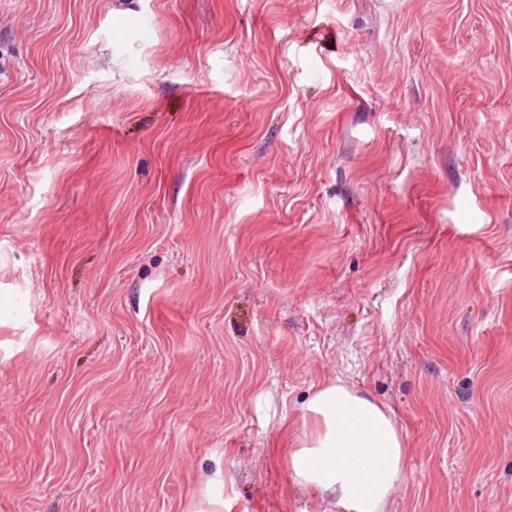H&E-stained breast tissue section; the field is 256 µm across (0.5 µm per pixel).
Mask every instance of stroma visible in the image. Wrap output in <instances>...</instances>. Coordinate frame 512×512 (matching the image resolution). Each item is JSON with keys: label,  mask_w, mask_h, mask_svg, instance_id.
I'll return each instance as SVG.
<instances>
[{"label": "stroma", "mask_w": 512, "mask_h": 512, "mask_svg": "<svg viewBox=\"0 0 512 512\" xmlns=\"http://www.w3.org/2000/svg\"><path fill=\"white\" fill-rule=\"evenodd\" d=\"M339 378L512 512V0H0V512H323ZM196 499L195 507L197 504L201 506L193 512H224V474L221 467H217L209 483L199 490Z\"/></svg>", "instance_id": "35a3bbf8"}]
</instances>
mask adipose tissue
Listing matches in <instances>:
<instances>
[{
    "mask_svg": "<svg viewBox=\"0 0 512 512\" xmlns=\"http://www.w3.org/2000/svg\"><path fill=\"white\" fill-rule=\"evenodd\" d=\"M302 411L306 431L288 451L294 480L329 512H386L408 456L392 408L339 379L318 387Z\"/></svg>",
    "mask_w": 512,
    "mask_h": 512,
    "instance_id": "ef3b65f1",
    "label": "adipose tissue"
}]
</instances>
